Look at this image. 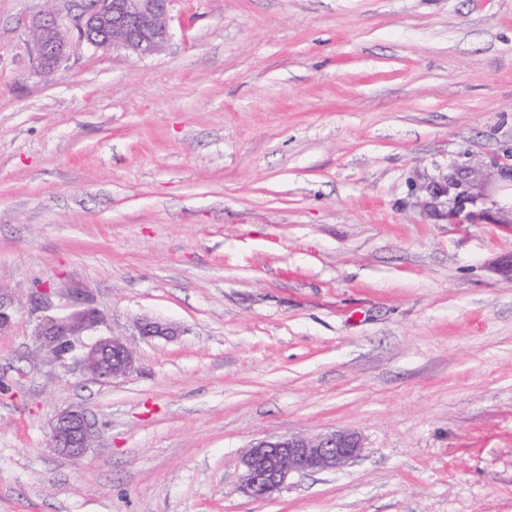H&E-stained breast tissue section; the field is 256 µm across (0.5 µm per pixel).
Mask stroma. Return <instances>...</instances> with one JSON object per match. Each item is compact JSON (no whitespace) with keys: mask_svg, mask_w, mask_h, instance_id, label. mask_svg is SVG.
Segmentation results:
<instances>
[{"mask_svg":"<svg viewBox=\"0 0 512 512\" xmlns=\"http://www.w3.org/2000/svg\"><path fill=\"white\" fill-rule=\"evenodd\" d=\"M70 4L46 74L42 0H0V512H512V234L426 190L512 144V0H173L145 58ZM38 287L134 369L52 360ZM333 430L361 456L239 492L255 440ZM45 9L32 22L33 45L41 70L50 72L63 59L67 39L62 31L55 0H47ZM137 331L143 339L154 337L171 338L178 335V328L172 323L150 318L141 319L137 324ZM93 425L79 409H65L52 426V447L61 454L81 456L90 448Z\"/></svg>","mask_w":512,"mask_h":512,"instance_id":"obj_1","label":"stroma"}]
</instances>
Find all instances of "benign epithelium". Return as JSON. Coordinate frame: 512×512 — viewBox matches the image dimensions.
<instances>
[{"label": "benign epithelium", "instance_id": "benign-epithelium-1", "mask_svg": "<svg viewBox=\"0 0 512 512\" xmlns=\"http://www.w3.org/2000/svg\"><path fill=\"white\" fill-rule=\"evenodd\" d=\"M171 0H76V29L79 39L95 46L94 35L104 32L112 45L132 50L139 56L159 52L170 38L168 12ZM33 45L41 70H53L63 59L67 39L62 31L55 0L32 22ZM425 189L434 197H448L450 224H499L512 233V150L489 156L476 164L448 163V173ZM498 207L493 213L486 204ZM56 313L46 318L39 336L43 347L57 360L68 354L97 379L126 376L135 366V354L123 340L102 336L91 344H77V336L96 327V312L83 308L69 290L55 293ZM16 311L11 296L0 291V331L13 326ZM139 336L171 338L178 328L167 322L143 318ZM92 424L79 409H65L52 426V447L61 454L81 456L90 447ZM361 435L336 430L316 436L289 434L254 442L242 457L239 491L254 499L269 498L288 488L293 475L336 471L361 455Z\"/></svg>", "mask_w": 512, "mask_h": 512}]
</instances>
